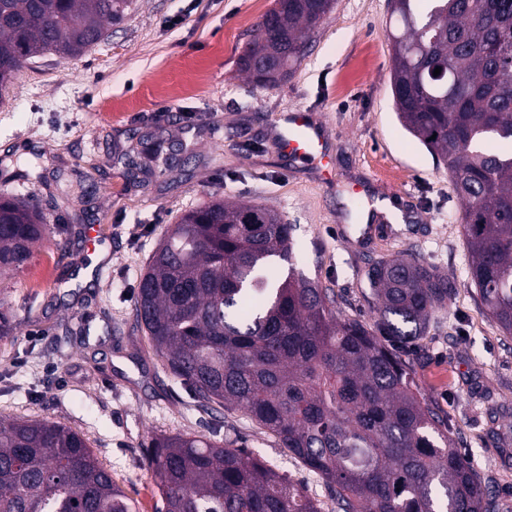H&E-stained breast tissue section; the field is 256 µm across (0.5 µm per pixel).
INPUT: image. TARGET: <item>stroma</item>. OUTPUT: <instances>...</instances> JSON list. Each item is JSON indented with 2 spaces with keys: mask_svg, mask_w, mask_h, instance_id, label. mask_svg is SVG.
<instances>
[{
  "mask_svg": "<svg viewBox=\"0 0 512 512\" xmlns=\"http://www.w3.org/2000/svg\"><path fill=\"white\" fill-rule=\"evenodd\" d=\"M274 0H137L84 55L33 59L0 97V196L32 200L49 233L28 266L0 281V418H46L87 439L98 461L154 512L145 443L204 435L253 450L334 512L324 481L244 413L200 405L135 326L140 274L170 224L210 196L276 209L294 226V262L334 288L341 311L373 321L372 261L413 253L456 285L416 349L401 350L419 399L443 421L483 485L512 512V336L468 281L462 203L448 172L399 124L390 91L388 0H333L277 85L238 58ZM315 113L334 151V183L289 164L284 112ZM186 149L163 175L129 167L144 135ZM375 214L376 234L359 229ZM98 227L94 250L84 247ZM112 261L91 282L79 259Z\"/></svg>",
  "mask_w": 512,
  "mask_h": 512,
  "instance_id": "35a3bbf8",
  "label": "stroma"
}]
</instances>
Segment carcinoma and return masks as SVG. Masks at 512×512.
Returning <instances> with one entry per match:
<instances>
[{"label":"carcinoma","instance_id":"1","mask_svg":"<svg viewBox=\"0 0 512 512\" xmlns=\"http://www.w3.org/2000/svg\"><path fill=\"white\" fill-rule=\"evenodd\" d=\"M135 0H0V97L46 53L77 57ZM332 0H276L239 58L259 85L286 76L304 31ZM390 89L397 118L446 169L464 204L469 278L512 335V0H391ZM439 75H433L435 68ZM167 148L145 152L171 168ZM47 224L0 197V277L22 271ZM293 225L260 204L212 199L170 225L141 273L134 318L164 366L204 407L240 410L325 482L337 512H499L470 462L418 398L386 340L423 336L452 300L448 276L416 255L367 273L373 324L297 270ZM288 267H282V264ZM148 462L156 512H321L304 489L245 448L159 435ZM0 512H138L81 433L0 418Z\"/></svg>","mask_w":512,"mask_h":512}]
</instances>
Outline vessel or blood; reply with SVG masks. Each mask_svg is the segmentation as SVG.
<instances>
[{
    "label": "vessel or blood",
    "mask_w": 512,
    "mask_h": 512,
    "mask_svg": "<svg viewBox=\"0 0 512 512\" xmlns=\"http://www.w3.org/2000/svg\"><path fill=\"white\" fill-rule=\"evenodd\" d=\"M285 120L286 127L278 142L280 152L290 161L314 167L322 181H330L333 159L326 132L318 126L311 113L300 109L287 112Z\"/></svg>",
    "instance_id": "vessel-or-blood-1"
}]
</instances>
